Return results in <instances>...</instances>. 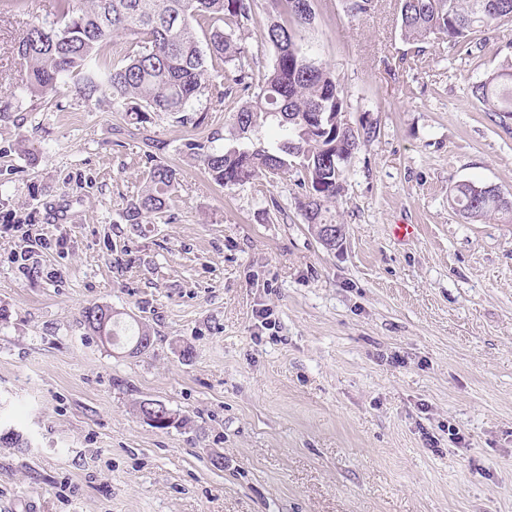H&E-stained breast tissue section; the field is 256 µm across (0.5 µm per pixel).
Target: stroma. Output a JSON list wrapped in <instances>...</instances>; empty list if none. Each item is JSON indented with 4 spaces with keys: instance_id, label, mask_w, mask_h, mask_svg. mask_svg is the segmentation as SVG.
<instances>
[{
    "instance_id": "stroma-1",
    "label": "stroma",
    "mask_w": 512,
    "mask_h": 512,
    "mask_svg": "<svg viewBox=\"0 0 512 512\" xmlns=\"http://www.w3.org/2000/svg\"><path fill=\"white\" fill-rule=\"evenodd\" d=\"M313 9L306 51L379 129L331 206L336 251L296 172L222 188L186 154L234 143L232 100L132 124L71 83L30 96L13 46L55 0H0V431L29 441L0 446V512H512V224L448 204L460 181L512 193V132L471 96L512 25L469 53L405 41L398 0ZM269 21L256 0L241 31L257 77ZM151 138L178 185L128 224ZM94 304L147 323L150 352L90 335ZM143 398L187 425L153 428Z\"/></svg>"
}]
</instances>
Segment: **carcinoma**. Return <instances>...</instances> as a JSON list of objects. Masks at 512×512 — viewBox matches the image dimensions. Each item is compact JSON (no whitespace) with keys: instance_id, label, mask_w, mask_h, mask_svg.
<instances>
[{"instance_id":"cac0c4a2","label":"carcinoma","mask_w":512,"mask_h":512,"mask_svg":"<svg viewBox=\"0 0 512 512\" xmlns=\"http://www.w3.org/2000/svg\"><path fill=\"white\" fill-rule=\"evenodd\" d=\"M267 2L276 19L267 25L263 40L274 60L255 85L253 74L242 68L222 82L209 75L211 67L240 60L243 48L235 29L252 18L254 0H56L57 20L29 24L19 41L17 53L28 72L26 90L43 98L73 81L84 100H110L138 123L150 112H188L206 93L222 101L239 90L246 94L233 113L239 138L273 124L279 134L276 147L242 143L212 149L191 140L186 151L199 157L224 187L285 175L289 158L299 159L304 188L299 209L308 224H331L328 204L344 190L346 163L374 139L376 128L362 122L347 126L344 90L329 68L303 50L300 31L313 20L312 0ZM398 18L407 41L440 36L452 47L467 46L483 29L512 23V0H399ZM202 21L209 27L204 42L195 28ZM120 34L129 47L112 58L105 49ZM473 96L480 111L508 126L512 59L477 84ZM176 183V170L155 161L140 193L123 209V220L142 224L163 212ZM448 204L471 222L497 215L512 223V196L497 186L459 182L450 188ZM99 311V305L83 309L85 327L98 337L110 331L112 342L120 341V313L114 311L106 320Z\"/></svg>"}]
</instances>
